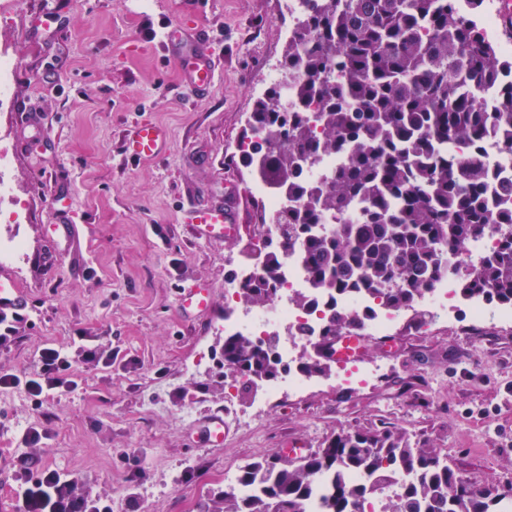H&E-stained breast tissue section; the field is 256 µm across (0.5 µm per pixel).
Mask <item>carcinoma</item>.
I'll use <instances>...</instances> for the list:
<instances>
[{"instance_id": "1", "label": "carcinoma", "mask_w": 512, "mask_h": 512, "mask_svg": "<svg viewBox=\"0 0 512 512\" xmlns=\"http://www.w3.org/2000/svg\"><path fill=\"white\" fill-rule=\"evenodd\" d=\"M307 0L284 53V85L256 101L242 166L288 193L257 272L238 288L245 306L279 292L282 256L301 246L317 295L354 291L413 311L445 276L457 295L512 307V205L493 208L485 137L512 156V62L478 26L484 0ZM494 91L493 109L480 102ZM344 162L323 182L306 168L325 154ZM334 218L337 223L330 224ZM497 238L478 260L472 241ZM368 312L336 306L308 339L297 368L330 369L322 346L362 329ZM276 340L224 337L222 377L255 387L288 366ZM323 512H505L512 489L465 480L426 439L401 428L342 431L296 462L257 457L204 512H307L316 487Z\"/></svg>"}]
</instances>
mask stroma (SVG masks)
Listing matches in <instances>:
<instances>
[{"label":"stroma","instance_id":"stroma-1","mask_svg":"<svg viewBox=\"0 0 512 512\" xmlns=\"http://www.w3.org/2000/svg\"><path fill=\"white\" fill-rule=\"evenodd\" d=\"M288 0H0V49L18 61L11 105L0 111L6 178L26 218L0 223L23 250L0 262L29 306L0 341V373L38 369L43 348H68L78 386L35 401L0 387V512H19L29 478L50 468L112 512H201L225 471L286 444L317 449L333 434L396 427L429 439L469 482L512 488V327L477 326L455 301L448 323L406 312L393 338L368 343L371 382L339 380L287 394L252 426H231L220 447L200 428L224 409L214 349L224 338V293L268 212L238 162L255 101L270 89L293 19ZM208 35L215 79L189 84L164 26ZM169 132L166 154L132 159L130 129ZM236 191L229 239L199 238L193 206ZM74 239L57 249L52 225ZM210 287L214 304L184 316V286ZM112 357L105 366L83 346ZM192 417L182 421V409ZM46 431L26 446L27 427Z\"/></svg>","mask_w":512,"mask_h":512}]
</instances>
